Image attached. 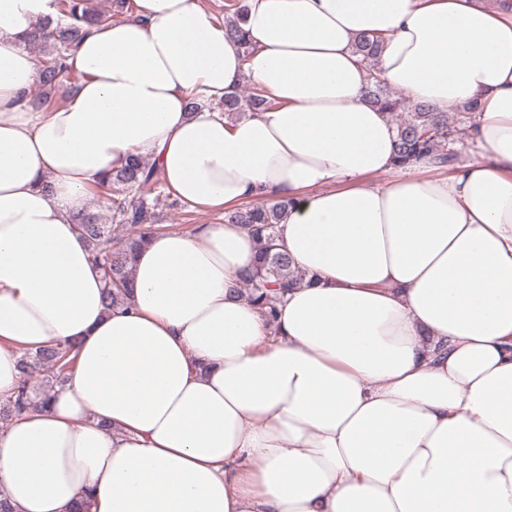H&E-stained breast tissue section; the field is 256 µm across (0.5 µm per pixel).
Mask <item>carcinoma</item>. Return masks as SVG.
I'll list each match as a JSON object with an SVG mask.
<instances>
[{"label": "carcinoma", "instance_id": "1", "mask_svg": "<svg viewBox=\"0 0 512 512\" xmlns=\"http://www.w3.org/2000/svg\"><path fill=\"white\" fill-rule=\"evenodd\" d=\"M225 10L233 13L226 22L229 35L245 54L251 45L241 27L245 6L242 0H227ZM59 19L36 25L26 44L43 50L45 56L38 70V83L32 103L38 107L53 104L56 89L67 84L75 86L81 75L67 64L68 54L88 33V28L110 21V15L95 9L88 0H59ZM381 46L378 36L364 35L357 39L355 50L368 63L375 61ZM369 101L388 115H398L394 124V161L405 166L415 160L430 157L448 171L460 160L455 144L462 137L467 117L448 119V113L437 112L428 105H409L394 94L379 77L371 76L368 86ZM275 105L266 92L257 87L247 93L239 91L212 103L209 99L192 98L187 104L191 112L203 108H217L227 117L251 116ZM97 191L109 193L112 200L110 223L104 224L91 214L76 215L75 224L80 235L92 250L93 262L103 270L104 297L107 307L124 304L131 285L129 273L134 254L155 234L168 230L158 223L156 203L149 202L148 194L160 197L164 187L155 169L147 161L133 159L106 181L98 183ZM292 202L274 203L251 201L224 212V222L242 224L248 228L257 243V260L253 267L239 273L243 288L270 322L276 319V293L288 290L304 281V274L292 268L288 254L277 243L278 224L288 215ZM76 361L75 345L53 344L35 350L20 352L18 367L20 383L13 399L0 403V424L38 407L49 400V389L64 383ZM41 371L44 383L37 392L29 385V376Z\"/></svg>", "mask_w": 512, "mask_h": 512}]
</instances>
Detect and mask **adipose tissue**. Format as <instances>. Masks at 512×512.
<instances>
[{"instance_id": "adipose-tissue-1", "label": "adipose tissue", "mask_w": 512, "mask_h": 512, "mask_svg": "<svg viewBox=\"0 0 512 512\" xmlns=\"http://www.w3.org/2000/svg\"><path fill=\"white\" fill-rule=\"evenodd\" d=\"M35 107L24 37L55 0H0V397L17 351L77 340L49 405L0 432L13 512H512V8L488 0H246L243 54L203 0H136ZM383 39L375 68L356 38ZM477 105L480 157L395 167L369 72ZM272 108L189 113L243 78ZM208 207L291 199L305 275L267 323L239 224L155 234L108 309L74 226L130 157ZM386 175L383 184L368 176Z\"/></svg>"}]
</instances>
